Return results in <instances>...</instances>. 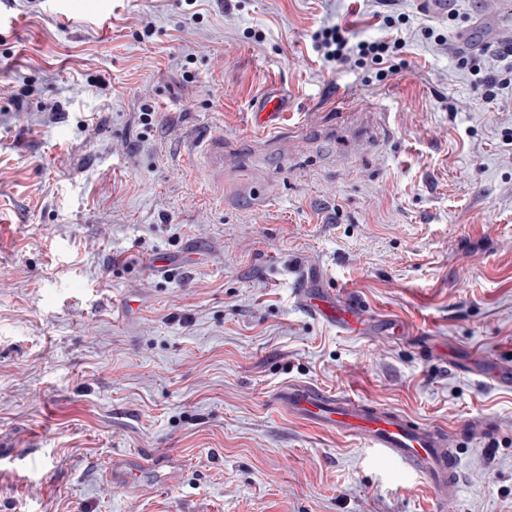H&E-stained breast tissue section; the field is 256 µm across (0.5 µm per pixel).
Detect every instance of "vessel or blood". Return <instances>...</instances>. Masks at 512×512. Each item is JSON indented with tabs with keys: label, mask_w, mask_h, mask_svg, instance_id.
<instances>
[{
	"label": "vessel or blood",
	"mask_w": 512,
	"mask_h": 512,
	"mask_svg": "<svg viewBox=\"0 0 512 512\" xmlns=\"http://www.w3.org/2000/svg\"><path fill=\"white\" fill-rule=\"evenodd\" d=\"M299 298L311 314L329 323L344 328L358 325L359 313L339 304L332 292L305 287ZM282 399L295 418L358 440L385 466L421 479L436 502L457 499L461 459L458 450L449 447L446 429L372 400L328 394L310 385H289ZM162 465L150 456H120L112 459L107 476L113 484L128 487L148 477L162 478Z\"/></svg>",
	"instance_id": "1"
}]
</instances>
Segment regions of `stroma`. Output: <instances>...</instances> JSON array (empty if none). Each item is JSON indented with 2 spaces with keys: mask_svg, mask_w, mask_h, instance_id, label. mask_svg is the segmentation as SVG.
Masks as SVG:
<instances>
[{
  "mask_svg": "<svg viewBox=\"0 0 512 512\" xmlns=\"http://www.w3.org/2000/svg\"><path fill=\"white\" fill-rule=\"evenodd\" d=\"M377 12L393 73L313 50ZM510 46L512 0H0V512H512V389L475 360L512 362V89L457 63L512 78ZM309 275L368 329L303 308ZM291 384L446 427L458 500ZM158 452L164 485L105 476Z\"/></svg>",
  "mask_w": 512,
  "mask_h": 512,
  "instance_id": "obj_1",
  "label": "stroma"
}]
</instances>
